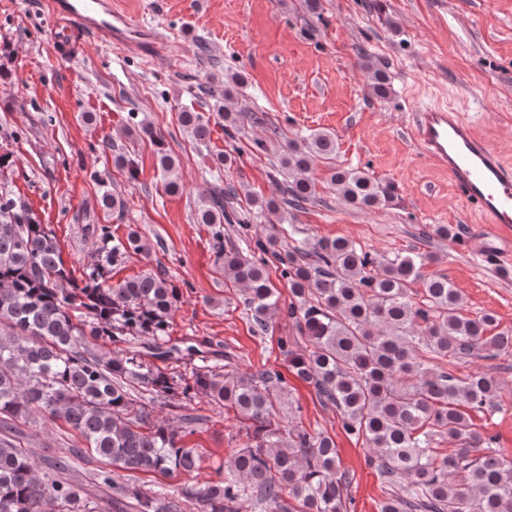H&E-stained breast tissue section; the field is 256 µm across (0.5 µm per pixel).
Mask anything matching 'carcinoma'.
Wrapping results in <instances>:
<instances>
[{"instance_id": "cac0c4a2", "label": "carcinoma", "mask_w": 512, "mask_h": 512, "mask_svg": "<svg viewBox=\"0 0 512 512\" xmlns=\"http://www.w3.org/2000/svg\"><path fill=\"white\" fill-rule=\"evenodd\" d=\"M362 68L383 98L386 75ZM244 81L233 74L211 90L220 102ZM224 134L233 138L251 116L218 107ZM182 126L207 141L210 118L184 111ZM276 173L283 203L298 210L316 197L309 176L318 163L329 167L327 185L364 211L393 205L396 188L367 171L335 163L336 140L324 131L295 138L279 128ZM237 189L199 197L194 221L211 226L216 263L224 278L245 292L244 305L260 331L273 317L293 322L307 339L302 353L279 338L288 369L332 403L342 430L363 441L369 464L386 477L407 483L403 497L380 501L378 512H512V456L498 436L471 428L469 411L494 407L497 383L484 372L458 378L434 371L428 359L453 361L483 350H512V330L499 329L494 314L461 313L462 298L445 275L422 280L428 256L386 257L345 238L298 242L284 254L280 233L248 240L246 249L224 247V224L249 226V218L228 212L224 200ZM267 223L280 222V203L253 199ZM98 237L97 261L76 278L60 259L55 236L0 183V512H348L346 472L340 470L335 440L279 422L288 380L278 371L229 375L193 345L170 343L169 326L180 303L171 281L147 272L112 284V266L145 251L142 236L130 230L114 239L106 224H88ZM288 283L289 302L272 280ZM423 281L424 297L412 300ZM188 356L200 361L183 376L168 362ZM141 387L183 410L176 429L137 401ZM234 408L248 442L218 479L185 487L180 494L161 488L146 493L123 482L126 472L193 474L197 450L184 438L199 417L198 399ZM67 425L82 447L35 459L16 436L17 425L35 417ZM456 445L438 455L440 438ZM104 460L95 473L112 490L93 498L68 476L73 461Z\"/></svg>"}]
</instances>
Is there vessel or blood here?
<instances>
[{"label": "vessel or blood", "instance_id": "1", "mask_svg": "<svg viewBox=\"0 0 512 512\" xmlns=\"http://www.w3.org/2000/svg\"><path fill=\"white\" fill-rule=\"evenodd\" d=\"M48 12L54 26L91 34L125 56L167 55L164 34L131 19L112 0H49ZM412 133L425 154L447 171L465 202L489 223L512 224V165L479 137L470 121L451 108L430 105L417 112Z\"/></svg>", "mask_w": 512, "mask_h": 512}]
</instances>
